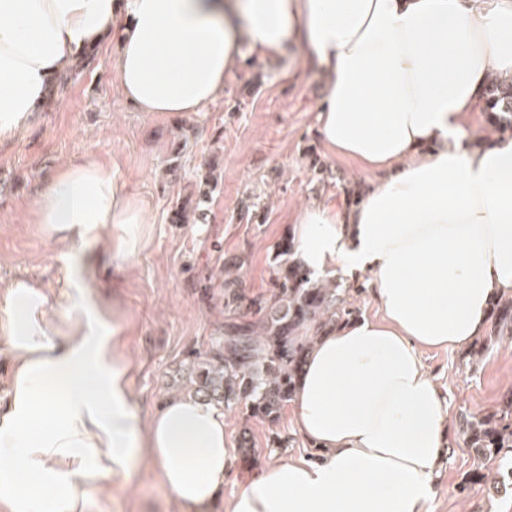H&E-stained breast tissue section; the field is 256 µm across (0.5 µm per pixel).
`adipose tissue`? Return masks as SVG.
I'll list each match as a JSON object with an SVG mask.
<instances>
[{
	"mask_svg": "<svg viewBox=\"0 0 512 512\" xmlns=\"http://www.w3.org/2000/svg\"><path fill=\"white\" fill-rule=\"evenodd\" d=\"M116 35L120 94L140 112H201L250 58L306 49L327 78L323 145L373 176L359 203L295 211V260L367 278L380 316L321 336L293 399L319 452L247 478L224 512H425L449 412L418 351L464 348L512 296V139L462 138L490 73L512 76V0H0V142L57 73ZM64 248L49 314L38 285L0 300L12 368L0 410V512H85L100 478L145 460L183 512H211L233 469L222 408L136 413L129 362L89 248L136 256L150 211L111 167L71 162L31 200Z\"/></svg>",
	"mask_w": 512,
	"mask_h": 512,
	"instance_id": "ef3b65f1",
	"label": "adipose tissue"
}]
</instances>
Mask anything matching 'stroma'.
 <instances>
[{"label":"stroma","instance_id":"stroma-1","mask_svg":"<svg viewBox=\"0 0 512 512\" xmlns=\"http://www.w3.org/2000/svg\"><path fill=\"white\" fill-rule=\"evenodd\" d=\"M105 42L74 71L67 89L41 106L31 127L0 143V285L38 282L53 295L64 261L34 224L27 204L64 163L93 159L112 166L153 218L145 249L116 263L106 243L94 253L103 293L121 319L118 337L129 358L137 413L148 418L167 399L188 393L193 361L223 330L221 272L239 265L249 295L266 290L275 247L291 233L298 207L346 208V191L368 188L355 162L328 151L317 135L316 109L325 78L294 49L275 59H250L225 83L208 111L159 115L134 111L119 93ZM220 178L203 224H175L172 209L210 162ZM421 359L442 391L451 420L496 410L512 393V340L502 339L476 362L464 351L425 349ZM231 440L249 427L259 465L310 455L290 410L276 423L235 412L226 416ZM428 512H512V494L487 486L461 489L474 458L461 435L449 442ZM88 512H181L145 465L109 476L92 493Z\"/></svg>","mask_w":512,"mask_h":512}]
</instances>
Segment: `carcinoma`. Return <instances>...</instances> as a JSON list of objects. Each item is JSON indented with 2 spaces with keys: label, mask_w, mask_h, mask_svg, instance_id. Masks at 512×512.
I'll use <instances>...</instances> for the list:
<instances>
[{
  "label": "carcinoma",
  "mask_w": 512,
  "mask_h": 512,
  "mask_svg": "<svg viewBox=\"0 0 512 512\" xmlns=\"http://www.w3.org/2000/svg\"><path fill=\"white\" fill-rule=\"evenodd\" d=\"M482 112L489 134L477 140L483 147L512 138V77L491 74L482 95ZM202 197L177 201L174 224H195L203 219ZM294 243L277 246L280 262L270 287L253 298L245 296L242 280L231 276L232 262L224 265V306L228 311L246 307L252 317L230 320L212 337L205 359L193 363L189 382L202 400L232 410L242 408L260 420L274 423L292 401L298 377L315 340L337 324L359 316L348 301L352 288L339 281L318 280L293 260ZM492 333L512 339V298L491 301ZM467 447L478 463L469 470L461 490L483 485L489 478L512 489V394L492 413L470 414L459 421ZM239 448L244 462L256 459L248 428H243Z\"/></svg>",
  "instance_id": "obj_1"
}]
</instances>
